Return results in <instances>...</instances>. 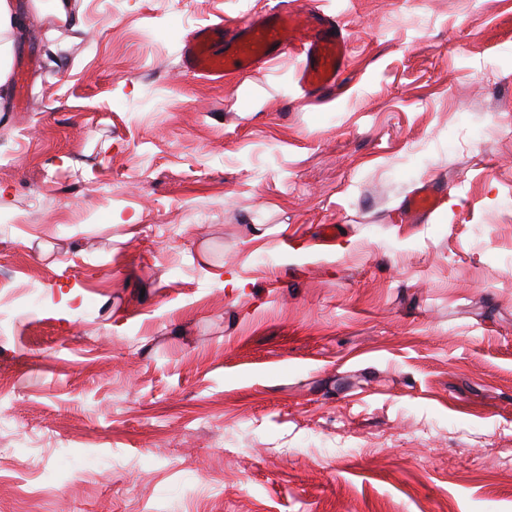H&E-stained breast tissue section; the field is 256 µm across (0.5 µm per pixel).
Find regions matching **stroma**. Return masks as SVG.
<instances>
[{
	"label": "stroma",
	"instance_id": "35a3bbf8",
	"mask_svg": "<svg viewBox=\"0 0 512 512\" xmlns=\"http://www.w3.org/2000/svg\"><path fill=\"white\" fill-rule=\"evenodd\" d=\"M272 2L19 33L0 512H512V0H297L349 42L323 98L183 67ZM9 275H0V322L11 318L21 310L32 311L40 303V296L36 291H29L25 294H16L8 287Z\"/></svg>",
	"mask_w": 512,
	"mask_h": 512
}]
</instances>
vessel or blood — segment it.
I'll return each mask as SVG.
<instances>
[{
  "mask_svg": "<svg viewBox=\"0 0 512 512\" xmlns=\"http://www.w3.org/2000/svg\"><path fill=\"white\" fill-rule=\"evenodd\" d=\"M299 50V84L305 93L333 90L349 55L340 27L315 8L273 6L231 24H209L195 30L183 49V65L213 82L226 70L262 68L274 55Z\"/></svg>",
  "mask_w": 512,
  "mask_h": 512,
  "instance_id": "obj_1",
  "label": "vessel or blood"
}]
</instances>
